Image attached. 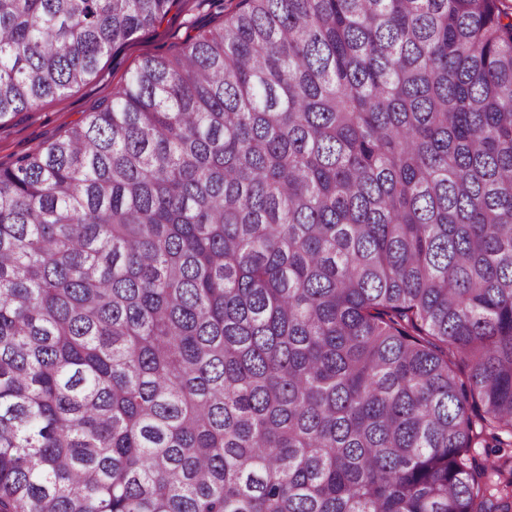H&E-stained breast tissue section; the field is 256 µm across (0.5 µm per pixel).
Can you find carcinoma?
<instances>
[{"instance_id":"obj_1","label":"carcinoma","mask_w":512,"mask_h":512,"mask_svg":"<svg viewBox=\"0 0 512 512\" xmlns=\"http://www.w3.org/2000/svg\"><path fill=\"white\" fill-rule=\"evenodd\" d=\"M178 2L0 0V123ZM509 448L508 0H238L0 166V512H512Z\"/></svg>"}]
</instances>
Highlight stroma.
Returning a JSON list of instances; mask_svg holds the SVG:
<instances>
[{"mask_svg": "<svg viewBox=\"0 0 512 512\" xmlns=\"http://www.w3.org/2000/svg\"><path fill=\"white\" fill-rule=\"evenodd\" d=\"M224 10L218 0H182L166 20L142 32L124 46L102 58L96 77L69 90L60 98L49 99L37 109L19 113L0 126V165L34 150L60 132L79 122L85 113L111 96L124 78L148 55L173 52L183 41L197 36L222 21Z\"/></svg>", "mask_w": 512, "mask_h": 512, "instance_id": "1", "label": "stroma"}]
</instances>
